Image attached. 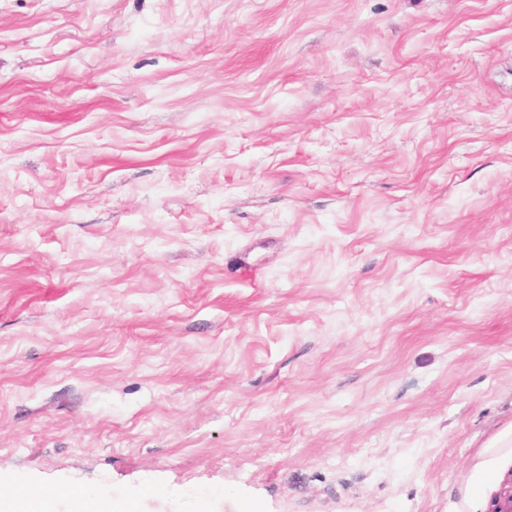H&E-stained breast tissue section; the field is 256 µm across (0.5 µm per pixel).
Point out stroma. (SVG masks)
<instances>
[{"label": "stroma", "mask_w": 512, "mask_h": 512, "mask_svg": "<svg viewBox=\"0 0 512 512\" xmlns=\"http://www.w3.org/2000/svg\"><path fill=\"white\" fill-rule=\"evenodd\" d=\"M511 471L512 0H0V492Z\"/></svg>", "instance_id": "35a3bbf8"}]
</instances>
